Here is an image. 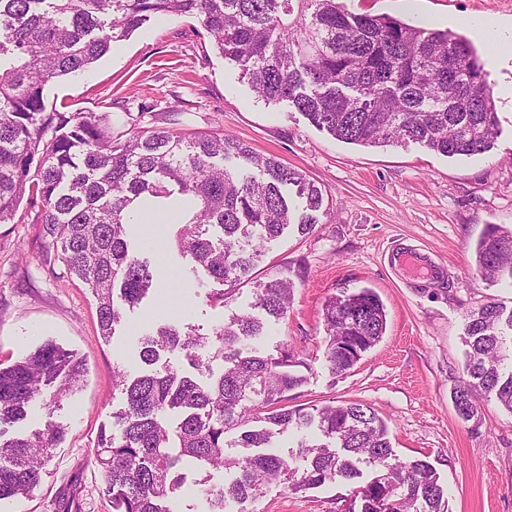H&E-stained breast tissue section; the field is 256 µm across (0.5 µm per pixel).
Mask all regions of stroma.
<instances>
[{"instance_id": "1", "label": "stroma", "mask_w": 512, "mask_h": 512, "mask_svg": "<svg viewBox=\"0 0 512 512\" xmlns=\"http://www.w3.org/2000/svg\"><path fill=\"white\" fill-rule=\"evenodd\" d=\"M357 13L389 14L412 24L447 29L472 39L493 85L498 136L487 152L448 157L411 143L364 147L336 139L293 107L255 100L239 71L224 61L198 20L151 21L86 70L45 86L47 107L62 112H107L112 132L126 136L127 113L139 105L161 112L178 105L181 131L221 132L261 155L302 171L324 191L328 214L305 235L289 229L267 246L266 266L306 265L287 320L255 339L261 351L291 346L305 354V384L293 404L356 401L388 423L400 460L429 462L445 490L449 512H512V414L496 401L461 420L451 393L463 376L467 315L494 301L512 308V282L473 272L475 248L487 225L512 228V54L490 52L479 23L512 37V0H342ZM20 205L0 224V364L54 341L85 358L78 390L54 402L44 390L27 417L10 427L28 435L52 424L65 431L44 466L41 483L25 497L0 500V512H112L94 465L98 437L122 407L112 370L136 372L138 339L154 323L203 330L250 310L252 286L241 285L227 307L211 305L185 273L175 228L142 230L162 284L151 289L110 340L99 330L96 303L80 281L57 279L41 264L39 225ZM429 255L434 273L408 274L395 248ZM374 290L386 311L382 339L345 374L323 359L325 300L340 290ZM352 486L343 480L292 493L275 480L242 512H346Z\"/></svg>"}]
</instances>
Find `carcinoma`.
I'll list each match as a JSON object with an SVG mask.
<instances>
[{"instance_id": "1", "label": "carcinoma", "mask_w": 512, "mask_h": 512, "mask_svg": "<svg viewBox=\"0 0 512 512\" xmlns=\"http://www.w3.org/2000/svg\"><path fill=\"white\" fill-rule=\"evenodd\" d=\"M168 16L198 19L213 47L241 71L256 99L287 103L337 139L371 147L409 142L453 156L485 152L497 138L493 88L472 40L391 15L355 13L338 0H0V224L21 202L47 240L43 263L78 279L96 302L103 338L124 311L157 286L156 269L131 250L135 201L142 215L166 213L189 271L228 306L236 287L253 284L254 307L288 319L295 283L283 271H253L266 244L291 226L302 234L327 210L322 189L272 155L217 132L144 127L112 137L95 112L47 110L44 87L76 75L111 44ZM474 272L512 280V231L491 224L477 243ZM323 359L343 374L379 342L386 312L370 288L328 298L322 308ZM265 322L235 313L208 334L168 323L140 336L139 371L113 368L125 405L98 440L95 464L113 512H173L185 469L199 463L207 512L262 497L283 480L294 493L338 478L355 484L361 512H444V489L425 461H401L387 422L358 402L288 406L307 363L284 346L277 355L250 346ZM463 377L453 391L460 419L494 399L512 413V309L489 301L470 312ZM179 364L160 363L161 354ZM85 373L82 357L47 342L0 367V425L19 421L43 389L60 399ZM317 424L323 441L298 442L307 466L267 453L280 435ZM238 435L229 438L232 431ZM64 431L27 436L0 429V499L41 482ZM228 448H243L239 457ZM377 475L359 484V464ZM236 476L220 489L211 469Z\"/></svg>"}]
</instances>
